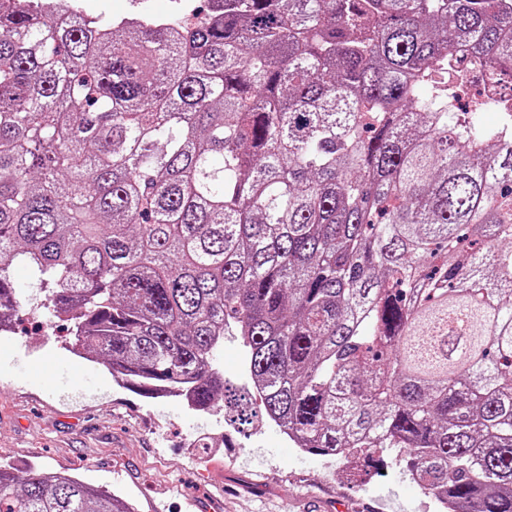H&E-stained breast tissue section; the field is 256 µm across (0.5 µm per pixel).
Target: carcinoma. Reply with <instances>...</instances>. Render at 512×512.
<instances>
[{
	"label": "carcinoma",
	"mask_w": 512,
	"mask_h": 512,
	"mask_svg": "<svg viewBox=\"0 0 512 512\" xmlns=\"http://www.w3.org/2000/svg\"><path fill=\"white\" fill-rule=\"evenodd\" d=\"M467 56L499 126L453 103ZM25 309L137 395L222 399L313 455L398 448L442 512H512V0H202L173 25L0 0V325ZM0 512L135 508L0 467ZM219 367L224 380L237 386H251L245 364V353L237 336L224 337V350L220 352Z\"/></svg>",
	"instance_id": "obj_1"
}]
</instances>
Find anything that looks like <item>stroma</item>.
Listing matches in <instances>:
<instances>
[{"label": "stroma", "instance_id": "stroma-1", "mask_svg": "<svg viewBox=\"0 0 512 512\" xmlns=\"http://www.w3.org/2000/svg\"><path fill=\"white\" fill-rule=\"evenodd\" d=\"M198 0H84L96 16L189 12ZM62 327L26 314L0 343V460L67 473L132 500L137 512H440L405 473L407 458L374 449L381 469L355 482L363 458L331 461L286 444L268 422L233 434L203 464L189 443L203 425L221 432L224 413L190 411L179 400L146 399L101 364L70 350ZM61 371L45 375L46 361Z\"/></svg>", "mask_w": 512, "mask_h": 512}]
</instances>
